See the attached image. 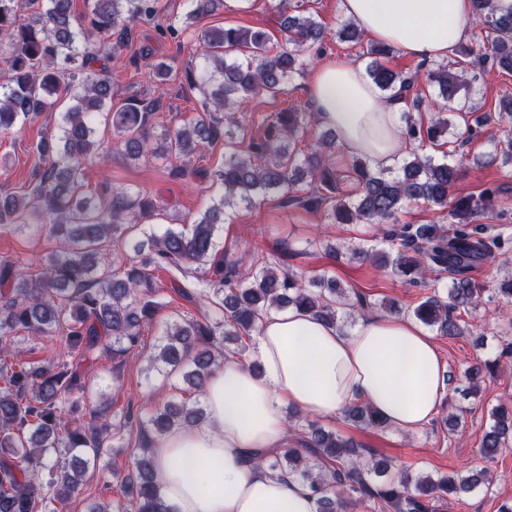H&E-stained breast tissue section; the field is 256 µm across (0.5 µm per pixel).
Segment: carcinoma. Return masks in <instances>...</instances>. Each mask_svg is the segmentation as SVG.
Wrapping results in <instances>:
<instances>
[{"instance_id": "obj_1", "label": "carcinoma", "mask_w": 512, "mask_h": 512, "mask_svg": "<svg viewBox=\"0 0 512 512\" xmlns=\"http://www.w3.org/2000/svg\"><path fill=\"white\" fill-rule=\"evenodd\" d=\"M88 2L90 11L79 18L73 0H0V63L5 65L0 130L54 111L62 89L69 100L57 131L33 148L29 186L0 197L1 230L33 226L65 244L64 250L48 254L36 276L30 262L0 261V512H59L81 490L102 450L134 427L142 439L130 449L132 469L120 481V495L110 504L90 503L88 512H176L156 483L155 438L201 420L203 408L168 400L145 423L131 413L114 423L105 411L83 402L88 391L83 363L98 353L124 360L138 348L142 326L160 308L154 272L179 274L174 291L189 301L195 289L207 290L212 315L165 326L149 357L153 369L181 375L196 395L204 394L221 359L246 356L267 313L295 306L341 328L355 310L367 307L360 294L350 298L324 274L303 283L284 268V252L272 262L241 267L242 259L217 249L215 229L224 210L251 202L259 192L279 190L284 202L324 209L340 224H383L411 202L451 207L457 223L450 228L395 224L385 230L384 240L400 247L393 260L373 244L351 248L353 256L390 267L411 283L450 274L446 296H428L413 308L417 320L443 336L461 332L456 312L481 302L482 289L470 273L491 256L492 248L504 246L499 238L485 240L482 228L468 223L485 209L488 198L451 196L460 171L430 153L413 150L397 167L379 171L354 161L349 177L356 198L347 201L337 195L332 136L309 138L316 122L313 113L277 112L263 138L244 143L247 125L236 118L241 100L284 92L294 77L303 75L307 61L325 49L326 26L309 11L292 10L287 0H279L276 10L285 38L276 50L262 30L239 26L205 31L202 62L185 72L203 113L157 138L148 106L130 103L112 111V83L92 62L108 60L131 41L135 25L153 21L158 0ZM219 4L221 0H189L185 18L159 26L158 34L180 39L190 22ZM474 6L475 19L494 38L462 56L489 71L512 73V15H496L492 0H474ZM95 34L109 40L91 58L82 51V41ZM112 35L116 40H110ZM336 40L360 44L365 35L347 23L336 31ZM392 53L381 43L369 44L364 52L371 58L366 74L382 93L419 112L424 96L418 87L425 83L462 115L467 139L482 135L492 116L473 113L466 62L435 64L423 83L418 73L407 75L385 65L382 59ZM101 117L111 124L112 139L127 159L169 164L176 178L200 175L191 162L201 146L224 145L223 165L203 174L224 188V195L189 229L168 228L134 242L133 259L120 278L109 263L111 245L126 239L127 225L154 219L159 206L150 196L106 182L85 189L87 165L99 155L94 134ZM403 137L441 147L457 134L440 110L426 124L405 115ZM25 333H60L65 351L57 361L41 365L29 358L35 348L19 346ZM345 414L368 427H387L365 404H355ZM511 441L512 411L496 407L480 455L493 460ZM260 465L272 474H294L307 482L317 495V512H347L351 503L373 512H433V503L448 494L493 481L485 469L456 477L409 471L393 476L389 461L313 423L301 428L291 446L264 455Z\"/></svg>"}]
</instances>
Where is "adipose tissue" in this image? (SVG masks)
<instances>
[{"label":"adipose tissue","mask_w":512,"mask_h":512,"mask_svg":"<svg viewBox=\"0 0 512 512\" xmlns=\"http://www.w3.org/2000/svg\"><path fill=\"white\" fill-rule=\"evenodd\" d=\"M344 16L403 56L453 58L467 41L473 0H341ZM318 122L349 154L378 170L403 148L401 101L385 95L352 62L325 60L310 73ZM259 372H252L250 363ZM446 392L434 336L408 317L374 315L343 332L304 310L266 315L248 362L225 360L209 381L207 419L168 433L156 446V481L177 512H317L307 483L272 476L256 457L288 445L285 408L333 421L363 403L402 432L438 412Z\"/></svg>","instance_id":"obj_1"}]
</instances>
